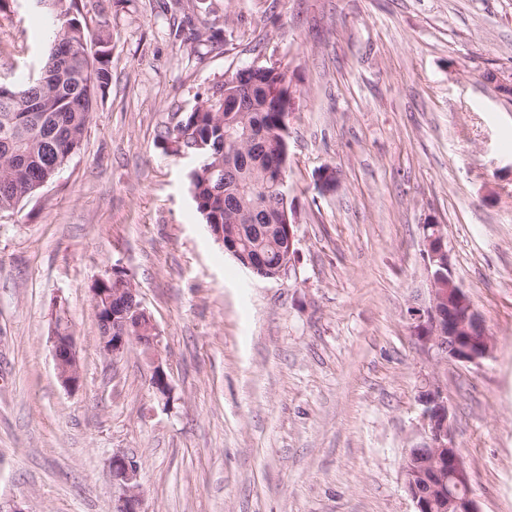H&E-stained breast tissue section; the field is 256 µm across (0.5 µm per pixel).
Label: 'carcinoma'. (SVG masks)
I'll list each match as a JSON object with an SVG mask.
<instances>
[{"mask_svg": "<svg viewBox=\"0 0 512 512\" xmlns=\"http://www.w3.org/2000/svg\"><path fill=\"white\" fill-rule=\"evenodd\" d=\"M52 10L62 21L60 42H51L40 73L54 69L43 85L24 80L18 95L0 97V211L15 209L33 197L46 177L55 176L66 164L69 148L81 149L93 109L112 83L110 56L112 32L102 26L91 33L80 20L77 0H51ZM97 43L105 60L81 43ZM241 83L271 86L281 80L272 64L254 72L239 73ZM279 117L264 108L263 98L244 96L235 112L224 111L222 97L211 87L183 124L165 128L159 144L172 154L187 153L201 158L190 180V191L205 224L246 225L243 248L258 267L277 268L281 262L283 237L271 230L263 210L256 205L252 188L266 186L277 200L282 189L276 171L280 138Z\"/></svg>", "mask_w": 512, "mask_h": 512, "instance_id": "cac0c4a2", "label": "carcinoma"}]
</instances>
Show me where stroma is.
<instances>
[{"label": "stroma", "mask_w": 512, "mask_h": 512, "mask_svg": "<svg viewBox=\"0 0 512 512\" xmlns=\"http://www.w3.org/2000/svg\"><path fill=\"white\" fill-rule=\"evenodd\" d=\"M112 32V84L81 150L0 214V501L114 512L134 457L144 512H414L404 452L444 384L481 512H512V0H81ZM0 0V83L37 69L56 25ZM280 65L295 262L243 269L189 191L194 157L157 136L225 72ZM330 167L338 189L321 193ZM494 339L441 362L411 332L428 299L422 226ZM124 270L161 336L171 400L137 348L106 358L91 288ZM82 369L54 368L53 302Z\"/></svg>", "instance_id": "35a3bbf8"}]
</instances>
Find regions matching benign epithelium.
Segmentation results:
<instances>
[{"label":"benign epithelium","instance_id":"1","mask_svg":"<svg viewBox=\"0 0 512 512\" xmlns=\"http://www.w3.org/2000/svg\"><path fill=\"white\" fill-rule=\"evenodd\" d=\"M266 102L281 113L280 133L287 134L286 120L295 109L292 85L282 80L277 90L267 95ZM316 183L322 193L334 192L338 186L336 171L330 167L319 170ZM274 210L279 227L284 230L288 259L291 260L296 253V221L282 207L276 206ZM423 230L430 288L427 303L413 310L414 335L425 350L435 352L442 361L476 363L490 354L493 338L475 311L469 295L452 275L444 225L429 222ZM241 236L243 230L237 224L227 234L218 233L224 249L242 256L246 268L255 272L256 265L240 248ZM92 293L98 316L106 317L114 310L120 316L112 332L100 337L104 355L116 359L132 347L141 349L151 361L149 383L152 391L162 399H170L172 386L160 354L158 328L143 307L137 289L125 287L120 276L115 274L112 287L94 288ZM66 321L64 309L54 305L51 311V343L55 369L61 384L75 391L81 383V369L75 337ZM419 402L422 406L423 444L406 449L402 466L405 488L415 505V512H480L471 495L468 474L455 443L444 387L438 382L432 383L421 394ZM110 468L117 497L115 512H142L136 460L123 452H115Z\"/></svg>","mask_w":512,"mask_h":512}]
</instances>
